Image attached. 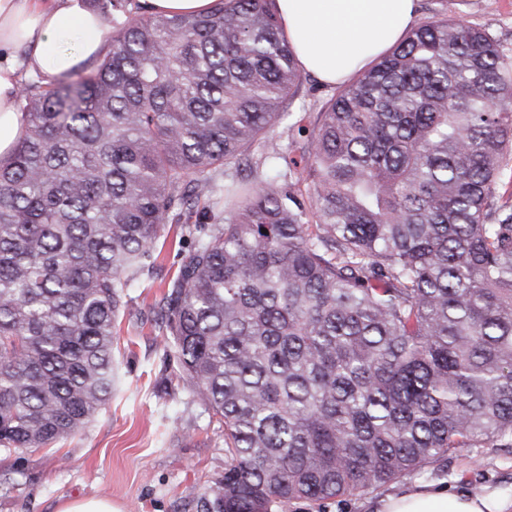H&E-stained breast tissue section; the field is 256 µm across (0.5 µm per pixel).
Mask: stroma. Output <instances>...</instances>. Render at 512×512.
<instances>
[{
    "label": "stroma",
    "mask_w": 512,
    "mask_h": 512,
    "mask_svg": "<svg viewBox=\"0 0 512 512\" xmlns=\"http://www.w3.org/2000/svg\"><path fill=\"white\" fill-rule=\"evenodd\" d=\"M449 17L483 26L512 47V0H418V19L436 6ZM160 265L131 290L117 327L118 395L84 430L54 447L0 448V512H56L67 499L108 498L120 512H207L211 487L224 474V425L195 401L174 358L164 350L156 308L164 283L190 251L180 225H166ZM449 491L512 494V448L462 449L447 461L407 475L383 493L315 504L299 500L286 512H371L381 494L414 485Z\"/></svg>",
    "instance_id": "stroma-1"
}]
</instances>
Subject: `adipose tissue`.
I'll use <instances>...</instances> for the list:
<instances>
[{
	"instance_id": "obj_1",
	"label": "adipose tissue",
	"mask_w": 512,
	"mask_h": 512,
	"mask_svg": "<svg viewBox=\"0 0 512 512\" xmlns=\"http://www.w3.org/2000/svg\"><path fill=\"white\" fill-rule=\"evenodd\" d=\"M302 72L336 85L396 45L417 18V0H273ZM105 17L81 0H0V158L20 136L16 57L50 82L99 59ZM374 512H512V496H476L431 485L379 499Z\"/></svg>"
}]
</instances>
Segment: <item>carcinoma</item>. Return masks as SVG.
I'll use <instances>...</instances> for the list:
<instances>
[{"instance_id": "carcinoma-1", "label": "carcinoma", "mask_w": 512, "mask_h": 512, "mask_svg": "<svg viewBox=\"0 0 512 512\" xmlns=\"http://www.w3.org/2000/svg\"><path fill=\"white\" fill-rule=\"evenodd\" d=\"M270 2L90 0L105 55L24 79L0 159L1 448H51L109 404L115 324L167 224L192 249L165 348L224 422L214 512L512 444V48L435 10L297 125L299 157L242 175L302 81ZM149 13L183 14L203 13L208 10L212 0H142Z\"/></svg>"}]
</instances>
